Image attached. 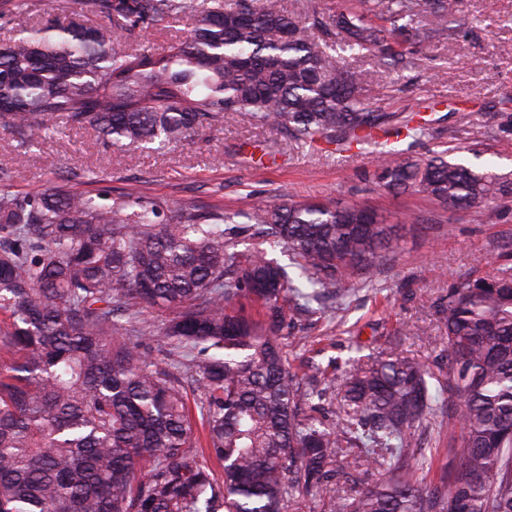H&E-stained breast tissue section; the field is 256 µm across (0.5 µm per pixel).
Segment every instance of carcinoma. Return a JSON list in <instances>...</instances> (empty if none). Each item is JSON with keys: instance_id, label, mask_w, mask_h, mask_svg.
<instances>
[{"instance_id": "1", "label": "carcinoma", "mask_w": 512, "mask_h": 512, "mask_svg": "<svg viewBox=\"0 0 512 512\" xmlns=\"http://www.w3.org/2000/svg\"><path fill=\"white\" fill-rule=\"evenodd\" d=\"M294 16L281 0H78L0 42V127L31 147L55 124L117 146L180 143L244 112L285 142L341 154L370 147L373 182L478 212L512 196V178L437 154L415 160L422 106L385 112L362 52L395 68L413 43L467 33L458 0H342ZM103 23L91 25L85 12ZM161 49L145 33L183 19ZM261 236L288 264L233 250ZM398 247L365 205L283 196L239 222L131 188L113 197L52 186L0 190V512H512V266L448 286L439 316L446 381L392 353L353 363L336 420L305 411L280 335L309 303L346 297ZM265 315L231 312L237 297ZM168 313L148 332L189 357L204 401L195 460L180 379L141 343H116L140 307ZM448 406L463 448L434 483L418 432Z\"/></svg>"}]
</instances>
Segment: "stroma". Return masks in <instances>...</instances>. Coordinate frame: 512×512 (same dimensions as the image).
I'll return each mask as SVG.
<instances>
[{"label":"stroma","mask_w":512,"mask_h":512,"mask_svg":"<svg viewBox=\"0 0 512 512\" xmlns=\"http://www.w3.org/2000/svg\"><path fill=\"white\" fill-rule=\"evenodd\" d=\"M473 30L416 46L411 68L396 72L371 55L356 59L386 112L437 102L431 137L409 153L425 158L447 149L453 158L479 151L497 171L512 174V0H460ZM500 108L503 132L491 135L483 113ZM374 159L326 156L284 143L280 133L242 114L174 149L142 152L104 146L97 132L68 128L48 132L21 147L0 128V183L37 192L64 182L91 194L123 192L137 185L148 199L172 205L249 213L288 193L342 205L360 203L383 211L396 224L399 247L376 276L356 286L339 309L322 319L298 321L283 346L293 373L306 380L318 372H344L353 342L373 358L400 353L439 371L445 347L439 311L450 283L495 276L512 255V202L479 213L451 211L419 194L389 193L368 181Z\"/></svg>","instance_id":"35a3bbf8"}]
</instances>
